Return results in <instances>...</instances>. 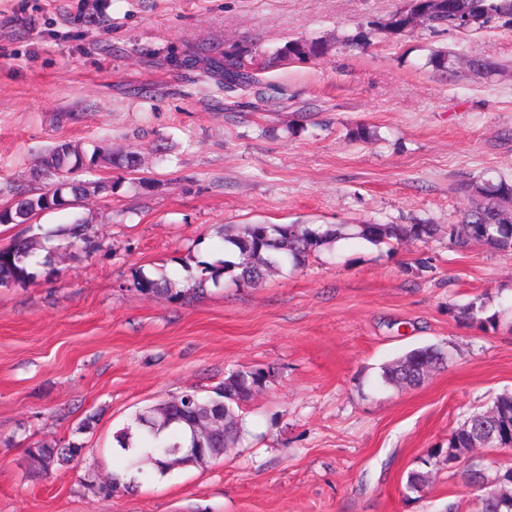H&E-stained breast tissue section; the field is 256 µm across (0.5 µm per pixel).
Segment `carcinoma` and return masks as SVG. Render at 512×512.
I'll return each mask as SVG.
<instances>
[{"mask_svg": "<svg viewBox=\"0 0 512 512\" xmlns=\"http://www.w3.org/2000/svg\"><path fill=\"white\" fill-rule=\"evenodd\" d=\"M417 5L409 0L405 8L398 9L388 18L373 20L375 30L393 36L411 30V15ZM436 14L431 16L428 28L441 31L476 32L481 29L506 27L512 29V0H441L432 4ZM325 46L318 40L294 39L268 57L250 51L224 54V59L213 62L209 74L224 79L232 73L242 79V87L252 88L261 84L260 74L275 65L295 61H308L322 57ZM97 153L89 154L82 147L70 142L57 143L42 159L37 175L50 178V185L61 187L62 196L68 198L82 190L80 181L72 177L77 170L97 164ZM471 208L460 222L448 225V245L464 251L474 244H482L495 251L512 252V181L501 178L496 182L476 179L468 184ZM48 207L45 196L39 192H19L11 205L0 212V224H24L34 209ZM86 220L70 228L71 246L82 245L87 249L94 243L86 234ZM339 224H245L235 232L224 228L217 230L226 244L238 249L235 261L226 259L214 262H197L194 293H202L210 282H217L229 275L239 284L254 287L261 284L266 272L272 268L291 267L295 270L306 264L308 258L342 238ZM439 234L437 224H360L356 236L379 246L404 241L428 243ZM43 236L32 233L18 237L10 247L0 249V285L23 284L35 277V268L41 265L39 251L43 249ZM142 293L182 296L167 279H152L145 275L136 279ZM457 318L485 328L494 326L497 316L484 315V305L472 302L457 310ZM447 355L437 345L415 348L381 367V379L387 385H422L430 373L446 364ZM271 373L264 368L242 367L224 376V381L202 395L195 389L185 392L184 405H167L163 402L139 410L124 427L113 434V441L124 454L125 470L142 474L165 475L167 453L178 448L202 449L206 456L218 448H233L246 433L243 405L254 393L270 382ZM224 413V433L210 437H195L184 433L178 424L191 425L197 411ZM494 432L491 446H512V394L497 396L486 407L472 412L448 435V459L461 461L471 451L472 439L486 431ZM148 448L143 454H134V443ZM35 449L56 459L62 465L81 452L82 445L72 442L61 448L47 444ZM432 477L429 460L409 471L406 489L419 493ZM489 483L479 475L474 480L475 489L481 491L475 512H499V503L507 498L512 481V466L500 467Z\"/></svg>", "mask_w": 512, "mask_h": 512, "instance_id": "obj_1", "label": "carcinoma"}]
</instances>
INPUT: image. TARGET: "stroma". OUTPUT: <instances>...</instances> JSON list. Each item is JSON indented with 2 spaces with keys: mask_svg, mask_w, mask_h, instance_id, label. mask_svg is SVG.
Wrapping results in <instances>:
<instances>
[{
  "mask_svg": "<svg viewBox=\"0 0 512 512\" xmlns=\"http://www.w3.org/2000/svg\"><path fill=\"white\" fill-rule=\"evenodd\" d=\"M403 0H0V206L43 187L30 172L70 140L111 183L48 212V232L92 222L96 245L49 241L55 273L0 286V512H473L477 493L441 449L471 412L512 392V252L447 236L398 248L360 224H454L478 177L512 179V30L387 36L367 23ZM361 34L358 46L344 36ZM323 41V58L262 74L272 99L225 94L197 54H268ZM453 52L455 71L430 61ZM470 57L494 61L478 74ZM364 125L376 140L351 139ZM137 152L136 170L109 156ZM341 224L347 237L256 287L230 277L193 294L182 258H220L217 227ZM183 298L141 294L138 273ZM477 301L493 328L462 321ZM438 344L422 385H382L381 367ZM271 370L224 457L133 489L100 492L122 461L112 435L134 413L242 367ZM90 430L79 431L85 418ZM82 443L42 472L27 450ZM431 458L422 493L409 470Z\"/></svg>",
  "mask_w": 512,
  "mask_h": 512,
  "instance_id": "obj_1",
  "label": "stroma"
}]
</instances>
